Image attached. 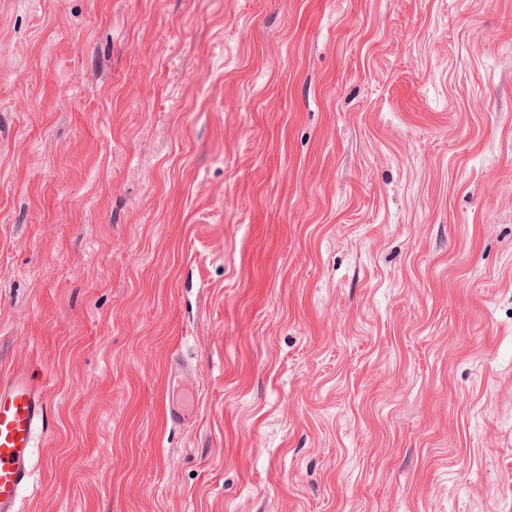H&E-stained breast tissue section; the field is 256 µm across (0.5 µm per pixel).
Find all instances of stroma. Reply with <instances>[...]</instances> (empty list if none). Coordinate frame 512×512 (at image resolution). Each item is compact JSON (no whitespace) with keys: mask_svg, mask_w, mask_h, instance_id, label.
<instances>
[{"mask_svg":"<svg viewBox=\"0 0 512 512\" xmlns=\"http://www.w3.org/2000/svg\"><path fill=\"white\" fill-rule=\"evenodd\" d=\"M29 366L19 512H512V0H0Z\"/></svg>","mask_w":512,"mask_h":512,"instance_id":"stroma-1","label":"stroma"}]
</instances>
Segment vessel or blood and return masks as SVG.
<instances>
[{"mask_svg": "<svg viewBox=\"0 0 512 512\" xmlns=\"http://www.w3.org/2000/svg\"><path fill=\"white\" fill-rule=\"evenodd\" d=\"M45 413L36 375L19 369L0 377V512H18L20 492L33 478L35 434Z\"/></svg>", "mask_w": 512, "mask_h": 512, "instance_id": "1", "label": "vessel or blood"}]
</instances>
